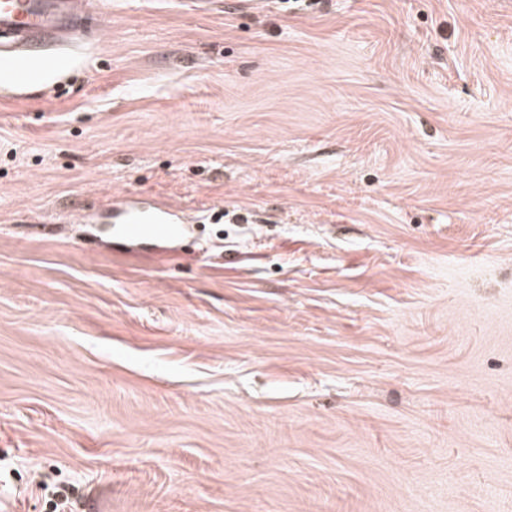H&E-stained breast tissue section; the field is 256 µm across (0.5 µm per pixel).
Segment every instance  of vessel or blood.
<instances>
[{
	"label": "vessel or blood",
	"instance_id": "1",
	"mask_svg": "<svg viewBox=\"0 0 512 512\" xmlns=\"http://www.w3.org/2000/svg\"><path fill=\"white\" fill-rule=\"evenodd\" d=\"M96 28L83 0H0V86L18 91L42 85L70 62L66 45ZM112 208L127 212L118 234L130 244L149 238L173 245L188 229L183 214L169 204L136 214L124 196L113 199Z\"/></svg>",
	"mask_w": 512,
	"mask_h": 512
}]
</instances>
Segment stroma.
Listing matches in <instances>:
<instances>
[{"mask_svg": "<svg viewBox=\"0 0 512 512\" xmlns=\"http://www.w3.org/2000/svg\"><path fill=\"white\" fill-rule=\"evenodd\" d=\"M88 2L0 91V512H512V0ZM118 235L128 244L149 238L164 244L175 245L191 224H185L183 214L169 204H157L150 214H130Z\"/></svg>", "mask_w": 512, "mask_h": 512, "instance_id": "obj_1", "label": "stroma"}]
</instances>
